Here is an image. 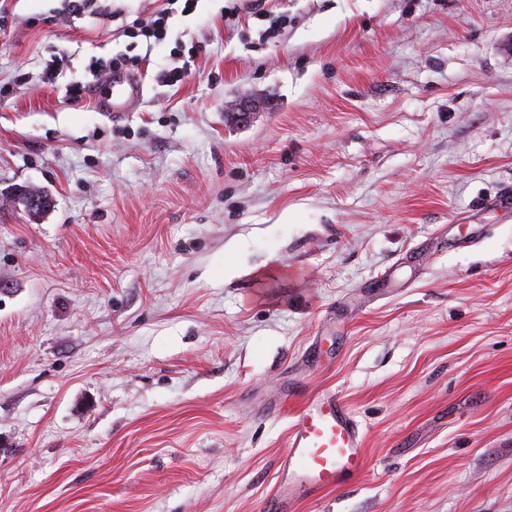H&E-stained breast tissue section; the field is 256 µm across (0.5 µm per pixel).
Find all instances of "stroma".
<instances>
[{
    "mask_svg": "<svg viewBox=\"0 0 512 512\" xmlns=\"http://www.w3.org/2000/svg\"><path fill=\"white\" fill-rule=\"evenodd\" d=\"M164 3L4 2L0 512H266L291 384L368 464L290 512H512V0L176 4L133 111L65 99ZM182 53L179 52V55ZM182 64L181 66H173L169 68H165L161 70L156 75V80L161 83H165L167 86H176L181 83L192 73V70L195 69V60L197 58L196 51H188V57L185 54H182Z\"/></svg>",
    "mask_w": 512,
    "mask_h": 512,
    "instance_id": "stroma-1",
    "label": "stroma"
}]
</instances>
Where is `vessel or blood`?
I'll use <instances>...</instances> for the list:
<instances>
[{"instance_id": "obj_1", "label": "vessel or blood", "mask_w": 512, "mask_h": 512, "mask_svg": "<svg viewBox=\"0 0 512 512\" xmlns=\"http://www.w3.org/2000/svg\"><path fill=\"white\" fill-rule=\"evenodd\" d=\"M142 92L133 75L105 78L93 95L109 112L133 106ZM289 448L281 462L273 502L287 507L296 488L319 493L335 488L343 474L365 465L364 434L344 399L333 391L306 398L289 427Z\"/></svg>"}]
</instances>
